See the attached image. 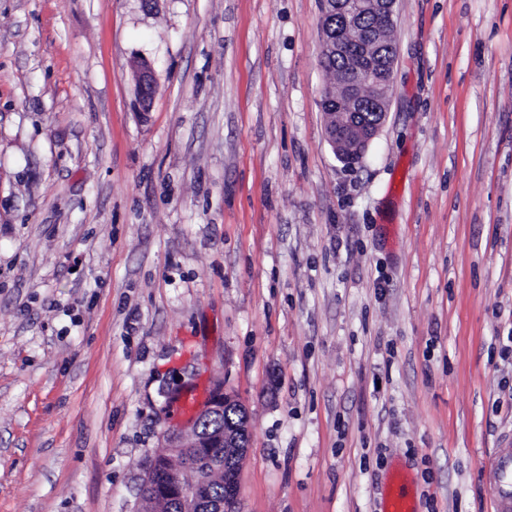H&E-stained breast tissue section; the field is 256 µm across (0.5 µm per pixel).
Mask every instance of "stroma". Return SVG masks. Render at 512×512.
Returning <instances> with one entry per match:
<instances>
[{"instance_id":"35a3bbf8","label":"stroma","mask_w":512,"mask_h":512,"mask_svg":"<svg viewBox=\"0 0 512 512\" xmlns=\"http://www.w3.org/2000/svg\"><path fill=\"white\" fill-rule=\"evenodd\" d=\"M322 0H0V512H136L213 382L239 512H491L512 448V0H397L325 139ZM156 84L142 106L134 68ZM367 41L368 37L355 18L345 17L344 25L335 33L331 29L322 28V55L335 58H324L320 54L321 64L328 73L334 75L335 81L342 82L352 77L355 70L352 59L340 54H351L357 62V68L364 72L358 81L347 80L339 94L331 91L324 95L323 104L327 111L323 112L325 136L339 157H361L371 140L382 129L388 114L395 57L377 63L376 57L369 54ZM362 82L369 85V99L376 112L369 103L364 106L360 91ZM364 112L374 118L367 122ZM238 403V409L241 410L245 417L242 424L233 428L231 427L238 420V415L234 409L225 407L226 405H234ZM225 407V408H224ZM216 414L209 424H202L200 433L208 440L216 433L223 432L224 436L220 437L224 448H196L198 445V438L196 436V429L200 422L210 418ZM190 427V431H185ZM249 437V417L245 407L234 399L231 395L224 392V387L220 384L209 393L204 400L198 402L193 410L191 417H188L184 422L173 425L162 433V448L160 453L150 459L154 466V479L150 485L144 489V492L152 495L156 489L154 485H160L168 475V470L174 458L177 459H192L199 468L207 465L211 457L220 460L225 458V461L231 460L224 455L225 448H236L237 455L244 456L248 450ZM494 512L512 511V451L503 449L486 460Z\"/></svg>"}]
</instances>
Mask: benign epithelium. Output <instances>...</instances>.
I'll list each match as a JSON object with an SVG mask.
<instances>
[{
  "mask_svg": "<svg viewBox=\"0 0 512 512\" xmlns=\"http://www.w3.org/2000/svg\"><path fill=\"white\" fill-rule=\"evenodd\" d=\"M397 0H336V12L348 9L356 15L369 16L373 19L372 32L364 34L356 19L345 18L339 29L332 31L322 29L321 51L325 57H336L349 53L357 62V68L363 71L358 81L348 80L340 92L331 91L324 95L323 104L325 136L334 153L339 157L364 154L371 140L382 129L389 108V90L394 60L388 58L381 62L369 54L368 40L386 44L385 34L394 29L395 5ZM137 81L144 105H149L154 90L152 68L142 64L136 72ZM367 83L370 89V102L375 107L374 118L364 119L362 108L364 100L360 91L361 83ZM237 404V400L224 392L222 385H217L204 400L198 402L191 417L184 422L173 425L162 433L164 448H195L198 445L196 429L200 422L224 411L227 405ZM249 417H244L241 424L224 429L222 445L234 448L237 454L245 455L248 450ZM169 488L177 499L185 502L201 501V485L187 487L179 474L169 471ZM239 498V473L237 469L224 471V499L209 503V512H237Z\"/></svg>",
  "mask_w": 512,
  "mask_h": 512,
  "instance_id": "7a95c632",
  "label": "benign epithelium"
}]
</instances>
